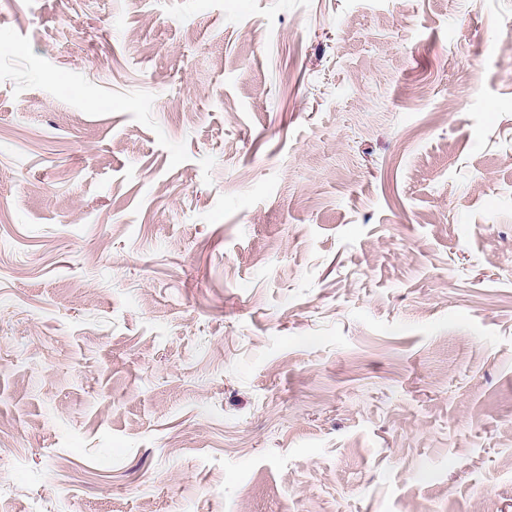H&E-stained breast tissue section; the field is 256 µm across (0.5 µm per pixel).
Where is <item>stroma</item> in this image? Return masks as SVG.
<instances>
[{"label":"stroma","instance_id":"1","mask_svg":"<svg viewBox=\"0 0 512 512\" xmlns=\"http://www.w3.org/2000/svg\"><path fill=\"white\" fill-rule=\"evenodd\" d=\"M0 512H512V0H0Z\"/></svg>","mask_w":512,"mask_h":512}]
</instances>
